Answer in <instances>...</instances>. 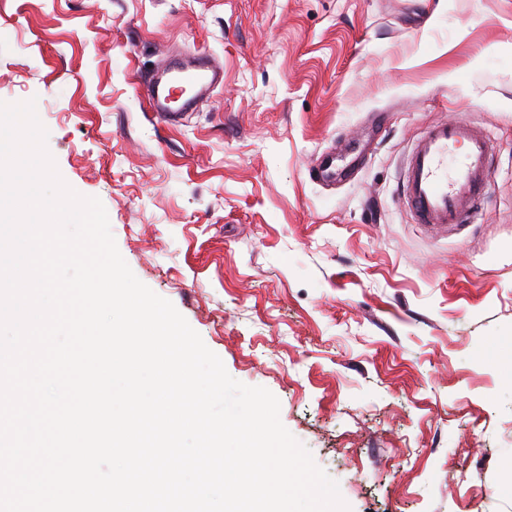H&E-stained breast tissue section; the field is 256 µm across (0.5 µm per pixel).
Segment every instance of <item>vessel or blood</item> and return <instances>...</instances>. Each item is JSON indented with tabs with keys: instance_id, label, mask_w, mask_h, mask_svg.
I'll return each instance as SVG.
<instances>
[{
	"instance_id": "obj_1",
	"label": "vessel or blood",
	"mask_w": 512,
	"mask_h": 512,
	"mask_svg": "<svg viewBox=\"0 0 512 512\" xmlns=\"http://www.w3.org/2000/svg\"><path fill=\"white\" fill-rule=\"evenodd\" d=\"M222 70L205 54L170 57L165 70L146 84L151 112L165 122L206 102ZM466 152L456 167V146ZM492 142L482 127L461 120L429 125L409 154L401 199L416 223L432 228L467 223L492 178Z\"/></svg>"
}]
</instances>
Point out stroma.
<instances>
[{
    "instance_id": "35a3bbf8",
    "label": "stroma",
    "mask_w": 512,
    "mask_h": 512,
    "mask_svg": "<svg viewBox=\"0 0 512 512\" xmlns=\"http://www.w3.org/2000/svg\"><path fill=\"white\" fill-rule=\"evenodd\" d=\"M224 70L160 122L172 52ZM134 275L280 420L350 512H512V0H0V101ZM491 131L478 223L399 191L433 122Z\"/></svg>"
}]
</instances>
